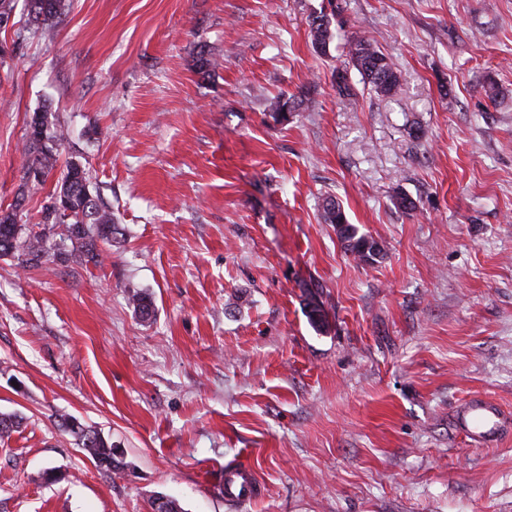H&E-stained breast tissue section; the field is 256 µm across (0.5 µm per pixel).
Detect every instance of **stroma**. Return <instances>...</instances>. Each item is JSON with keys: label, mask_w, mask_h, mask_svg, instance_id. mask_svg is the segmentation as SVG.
<instances>
[{"label": "stroma", "mask_w": 512, "mask_h": 512, "mask_svg": "<svg viewBox=\"0 0 512 512\" xmlns=\"http://www.w3.org/2000/svg\"><path fill=\"white\" fill-rule=\"evenodd\" d=\"M340 2L324 54L327 0H72L52 34L20 5L0 29V210L34 224L50 200L56 174L24 185L21 156L48 105L60 162L125 231L97 264L0 260V414L21 418L0 512H512V437L474 447L452 420L476 394L512 413V0ZM348 36L397 95L355 70L337 94ZM328 196L377 262L324 223ZM64 414L130 470H99ZM237 465L259 488L239 507ZM326 17V14L321 13L318 16L312 17L308 24L313 44L322 53H326L330 42L335 37V34L331 31L332 22L331 20H325ZM348 65L362 75L365 83L382 96H394L400 90V80L395 64L371 43L361 39L348 41ZM224 497L234 503H245L256 495V484L249 470L234 468L225 475Z\"/></svg>", "instance_id": "stroma-1"}]
</instances>
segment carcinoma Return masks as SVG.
Instances as JSON below:
<instances>
[{
	"label": "carcinoma",
	"mask_w": 512,
	"mask_h": 512,
	"mask_svg": "<svg viewBox=\"0 0 512 512\" xmlns=\"http://www.w3.org/2000/svg\"><path fill=\"white\" fill-rule=\"evenodd\" d=\"M30 24L47 29L54 21L66 15L70 0H25ZM313 44L321 52L329 49L335 37L331 21L322 13L309 20ZM347 56L351 64L362 75L365 83L382 96H394L400 90V80L395 64L371 43L361 39L348 41ZM28 145L23 165L26 182H43V177L54 170L58 163L57 147L64 144L66 130L58 115L49 110L33 113L28 124ZM89 171L78 160L65 165L57 181L52 203L42 211L41 231H33L29 225L20 224L12 211L0 213V259L10 257L22 269L41 268L59 257L74 251L91 253V260L98 261L96 244H112L119 227L112 212L105 209L90 189ZM325 223L336 226L339 238L347 243L348 250L361 262L372 263L380 257L381 248L372 238L360 232L358 226L349 222L343 207L333 198L327 197L323 204ZM135 313L148 319L153 315L154 303L146 292L134 291L128 298ZM308 318L318 331L328 327L325 310L312 300ZM59 428L75 437L77 444L95 462H107L103 469L107 475H120L127 467L122 452L112 439L93 427L85 426L71 416H62Z\"/></svg>",
	"instance_id": "obj_1"
}]
</instances>
